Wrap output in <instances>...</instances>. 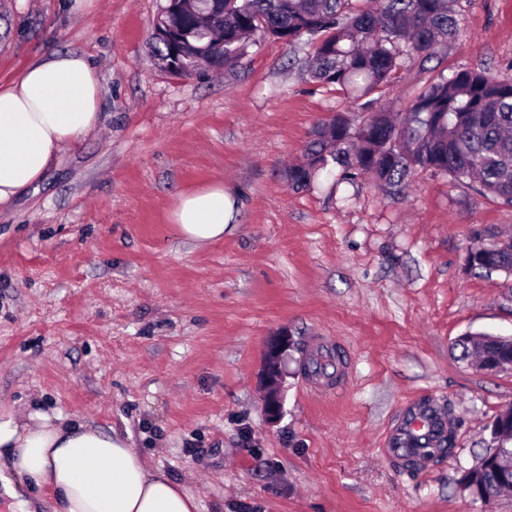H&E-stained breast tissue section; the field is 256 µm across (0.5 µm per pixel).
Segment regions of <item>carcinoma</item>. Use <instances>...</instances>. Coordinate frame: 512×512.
I'll return each instance as SVG.
<instances>
[{"mask_svg": "<svg viewBox=\"0 0 512 512\" xmlns=\"http://www.w3.org/2000/svg\"><path fill=\"white\" fill-rule=\"evenodd\" d=\"M163 0L149 39L158 68L183 77L194 63L233 68L260 35L288 44L309 37L311 81L336 85L361 101L368 118L353 127L344 112L319 123L301 162L286 177L306 190L335 168L340 180L369 174L395 196L419 169L475 183L512 205V81L484 68L438 75L402 111L376 107L371 99L393 71L458 38L454 0ZM474 273L512 275V242L491 253L467 252ZM460 359L512 351V337L467 332L456 340ZM490 450L470 471L488 495L512 490V429L492 434Z\"/></svg>", "mask_w": 512, "mask_h": 512, "instance_id": "cac0c4a2", "label": "carcinoma"}]
</instances>
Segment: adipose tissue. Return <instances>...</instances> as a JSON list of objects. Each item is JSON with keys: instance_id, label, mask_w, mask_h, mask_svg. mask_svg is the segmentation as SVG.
<instances>
[{"instance_id": "ef3b65f1", "label": "adipose tissue", "mask_w": 512, "mask_h": 512, "mask_svg": "<svg viewBox=\"0 0 512 512\" xmlns=\"http://www.w3.org/2000/svg\"><path fill=\"white\" fill-rule=\"evenodd\" d=\"M99 76L75 52H53L0 85V206L37 184L55 159L97 126ZM233 204L220 183L181 194L180 234L220 239ZM0 467L49 488L59 512H198L194 494L128 443L42 410L0 413Z\"/></svg>"}]
</instances>
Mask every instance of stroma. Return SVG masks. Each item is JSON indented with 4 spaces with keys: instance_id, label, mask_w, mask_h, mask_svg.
<instances>
[{
    "instance_id": "obj_1",
    "label": "stroma",
    "mask_w": 512,
    "mask_h": 512,
    "mask_svg": "<svg viewBox=\"0 0 512 512\" xmlns=\"http://www.w3.org/2000/svg\"><path fill=\"white\" fill-rule=\"evenodd\" d=\"M162 0H0V84L57 50L100 79L93 133L37 189L0 207V410L39 407L125 439L196 495L199 512H512L460 478L512 405V370L452 350L467 332L512 336V277L467 272V251L512 235V205L417 171L390 197L368 177L294 190L285 171L314 125L365 114L310 81L312 48L267 36L238 66L174 78L148 45ZM461 36L405 63L384 89L402 109L438 74L512 80V0H455ZM220 181L222 240L182 237V192ZM288 333L284 413L267 424L259 373ZM343 351L346 387L300 372ZM445 402L451 454L417 473L380 452L400 405ZM50 490L0 473V512H56Z\"/></svg>"
}]
</instances>
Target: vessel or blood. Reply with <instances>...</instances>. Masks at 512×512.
<instances>
[{
    "mask_svg": "<svg viewBox=\"0 0 512 512\" xmlns=\"http://www.w3.org/2000/svg\"><path fill=\"white\" fill-rule=\"evenodd\" d=\"M448 418L440 398L421 395L407 401L387 431L382 453L404 469L422 470L432 461L434 448L445 444Z\"/></svg>",
    "mask_w": 512,
    "mask_h": 512,
    "instance_id": "vessel-or-blood-1",
    "label": "vessel or blood"
}]
</instances>
